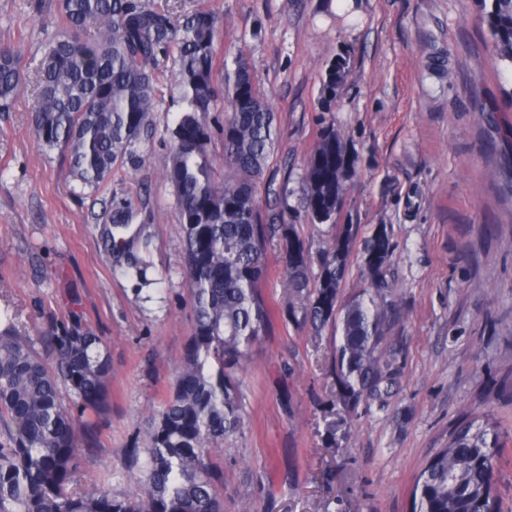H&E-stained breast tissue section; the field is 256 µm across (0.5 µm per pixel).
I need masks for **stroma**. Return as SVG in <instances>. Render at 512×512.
<instances>
[{
	"label": "stroma",
	"instance_id": "obj_1",
	"mask_svg": "<svg viewBox=\"0 0 512 512\" xmlns=\"http://www.w3.org/2000/svg\"><path fill=\"white\" fill-rule=\"evenodd\" d=\"M186 18L222 17L217 61L246 59L276 114L279 139L260 186L262 210L305 217L304 169L322 122L334 124L356 175L341 221L358 227L342 298L360 286L364 242L388 228L401 314L388 343L390 392L351 412L339 447L324 440L336 402L331 336L293 321L283 265L268 250L272 327L242 374L247 413L214 462L224 512H411L416 476L470 413L501 424L495 466L512 512V190L490 173L512 161V73L495 61L479 0H150ZM58 10L0 0V46L34 77L59 33ZM350 63L334 111L322 79ZM33 89L0 112V331L31 337L45 364L53 329H92L112 360V407L95 437L78 436L79 478L136 486L132 449L145 445L161 393L193 334L180 213L164 175L181 90L161 78L149 127L98 187L73 179L39 145ZM130 210L129 238L110 220Z\"/></svg>",
	"mask_w": 512,
	"mask_h": 512
}]
</instances>
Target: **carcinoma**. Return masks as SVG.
Masks as SVG:
<instances>
[{"mask_svg":"<svg viewBox=\"0 0 512 512\" xmlns=\"http://www.w3.org/2000/svg\"><path fill=\"white\" fill-rule=\"evenodd\" d=\"M480 2L496 59L512 71V0ZM60 10L65 29L40 63L33 128L39 143L65 153L84 186L103 182L138 140L155 111L156 70L173 58L184 107L165 178L180 213L194 334L146 447L133 449L144 461L133 474L138 491L127 496L78 486L77 436L93 430L110 406L112 361L100 336L90 329L52 333L50 370L28 337L0 334V512H224L213 455L243 425L239 372L269 332L262 291L268 244L277 241L296 324L316 336L329 325L336 333L332 376L342 412L325 421L334 444L346 414L388 382L387 342L400 307L387 228L379 225L366 240L361 286L340 299L356 225L339 223L354 167L336 128H321L305 168L306 216L329 233L314 257L293 215L261 214L258 188L277 145L275 112L254 88L246 60L217 67L219 16L201 9L178 26L148 0H60ZM20 60L15 48L0 47V111L25 84ZM348 72L342 56L328 65L325 111ZM221 94L219 179L208 113ZM503 448L493 417L459 423L417 476L412 512H500L492 473Z\"/></svg>","mask_w":512,"mask_h":512,"instance_id":"cac0c4a2","label":"carcinoma"}]
</instances>
